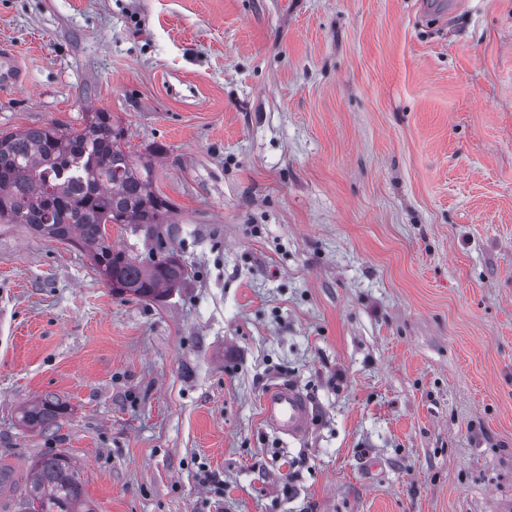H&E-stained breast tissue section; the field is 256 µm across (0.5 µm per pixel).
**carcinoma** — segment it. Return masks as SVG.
<instances>
[{
	"label": "carcinoma",
	"instance_id": "cac0c4a2",
	"mask_svg": "<svg viewBox=\"0 0 512 512\" xmlns=\"http://www.w3.org/2000/svg\"><path fill=\"white\" fill-rule=\"evenodd\" d=\"M76 129L54 123L0 133V221L25 224L41 236L85 252L119 297L160 302L188 277L187 267L164 250L144 263L112 246L108 224L153 230L170 223L169 204L153 189L156 150L133 156L112 114L87 112ZM83 157L81 179L61 181L60 169ZM66 404L44 398L20 412V422L43 432L67 415ZM28 512H96L71 459L48 452L33 464L23 498Z\"/></svg>",
	"mask_w": 512,
	"mask_h": 512
}]
</instances>
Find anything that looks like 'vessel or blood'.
<instances>
[{
  "mask_svg": "<svg viewBox=\"0 0 512 512\" xmlns=\"http://www.w3.org/2000/svg\"><path fill=\"white\" fill-rule=\"evenodd\" d=\"M261 409L264 423L275 433L301 439L311 429V402L296 386L271 384L263 395Z\"/></svg>",
  "mask_w": 512,
  "mask_h": 512,
  "instance_id": "obj_1",
  "label": "vessel or blood"
}]
</instances>
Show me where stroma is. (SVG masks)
Instances as JSON below:
<instances>
[{"instance_id":"1","label":"stroma","mask_w":512,"mask_h":512,"mask_svg":"<svg viewBox=\"0 0 512 512\" xmlns=\"http://www.w3.org/2000/svg\"><path fill=\"white\" fill-rule=\"evenodd\" d=\"M0 0V130L160 148L191 277L0 222V470L97 512H512V0ZM309 398L305 440L263 422ZM68 407L41 434L23 407ZM261 409L264 423L276 434L302 439L311 429V402L296 386L271 384L263 395ZM23 501L29 506L25 512H96L78 471L62 452L45 453L34 462L21 511Z\"/></svg>"}]
</instances>
